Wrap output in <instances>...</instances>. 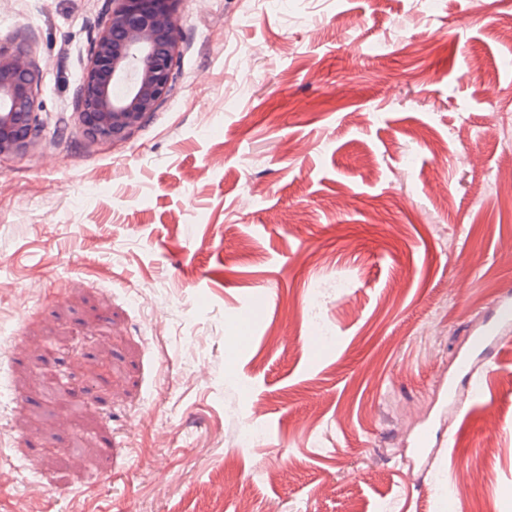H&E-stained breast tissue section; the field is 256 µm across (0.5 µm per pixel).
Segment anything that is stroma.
I'll use <instances>...</instances> for the list:
<instances>
[{"label": "stroma", "instance_id": "1", "mask_svg": "<svg viewBox=\"0 0 512 512\" xmlns=\"http://www.w3.org/2000/svg\"><path fill=\"white\" fill-rule=\"evenodd\" d=\"M102 4L0 0L44 124L0 159V512H439L476 458L512 512V327L458 372L512 292V0H181L171 96L90 145Z\"/></svg>", "mask_w": 512, "mask_h": 512}]
</instances>
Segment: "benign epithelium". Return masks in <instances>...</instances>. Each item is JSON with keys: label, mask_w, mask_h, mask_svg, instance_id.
<instances>
[{"label": "benign epithelium", "mask_w": 512, "mask_h": 512, "mask_svg": "<svg viewBox=\"0 0 512 512\" xmlns=\"http://www.w3.org/2000/svg\"><path fill=\"white\" fill-rule=\"evenodd\" d=\"M181 0H106L89 43L74 112L88 144L127 140L175 84ZM41 73L24 39L0 48V158L26 152L40 135Z\"/></svg>", "instance_id": "1"}]
</instances>
